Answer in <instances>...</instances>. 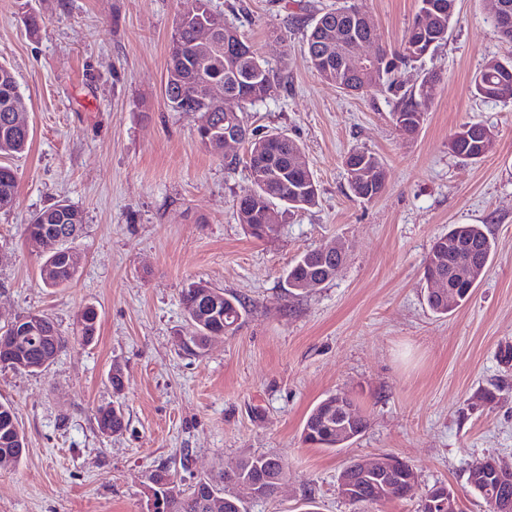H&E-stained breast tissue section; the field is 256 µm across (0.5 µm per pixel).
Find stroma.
I'll return each instance as SVG.
<instances>
[{
    "instance_id": "35a3bbf8",
    "label": "stroma",
    "mask_w": 512,
    "mask_h": 512,
    "mask_svg": "<svg viewBox=\"0 0 512 512\" xmlns=\"http://www.w3.org/2000/svg\"><path fill=\"white\" fill-rule=\"evenodd\" d=\"M337 2L211 0L282 77L248 108V126L295 140L318 187L315 205L258 240L236 210L250 185L245 147L213 153L199 113L174 111L163 95L171 36L191 0H0V55L31 127L28 150L7 159L19 188L0 210V332L39 312L66 340L47 371L0 368V402L14 407L26 442L19 465L0 469V512H143L157 475L187 487L263 454L284 458L288 476L274 497L248 500L249 512H360L338 493L341 469L387 453L418 482L362 512H419L439 484L462 512H483L470 465L512 463V103L474 95L471 78L488 58L512 57V45L493 30L492 0H457L447 42L399 66L392 90L347 95L303 47L304 20ZM418 5L364 0L391 51ZM429 72L440 76L435 97L405 136L393 113ZM471 121L495 133L478 161L448 147ZM354 149L385 167L375 200L349 192L343 161ZM62 199L84 216L70 243L78 271L49 289L25 227ZM462 223L483 226L493 259L470 301L440 317L426 303L423 264ZM334 240L345 245L340 274L289 292L294 259ZM198 280L239 296L247 312L234 333L190 354L177 344L192 332L180 297ZM87 306L97 333L86 345L77 317ZM332 393L367 420L337 451L302 441L310 410ZM108 405L124 410L119 433L98 427Z\"/></svg>"
}]
</instances>
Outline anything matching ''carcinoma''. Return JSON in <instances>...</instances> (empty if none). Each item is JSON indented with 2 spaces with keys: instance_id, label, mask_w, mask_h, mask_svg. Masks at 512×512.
Here are the masks:
<instances>
[{
  "instance_id": "carcinoma-1",
  "label": "carcinoma",
  "mask_w": 512,
  "mask_h": 512,
  "mask_svg": "<svg viewBox=\"0 0 512 512\" xmlns=\"http://www.w3.org/2000/svg\"><path fill=\"white\" fill-rule=\"evenodd\" d=\"M210 0H202L203 17L218 26L214 42L202 45L196 41L195 27L197 19L186 20L178 24L172 37L169 62L167 66V86L165 97L169 105L182 112V104L203 98L200 71H205L210 80L224 83L226 98L220 100L207 99L204 112L210 114L213 132L208 139V146L213 152L221 151L224 138V121L243 118L248 105L262 101L271 95L276 85L275 74L253 48L251 55L243 53L229 58L226 55V40L238 36L236 28L226 24L209 7ZM456 0H420V9L430 4L435 8L434 24L426 33H416L409 28L404 33L399 50L389 52L385 49L370 65L361 69L327 68L323 65L322 56H345L355 39H371L374 28L366 23H352L353 15H367L359 0H343L342 4L307 22L305 51L310 62L324 81L335 85L348 93H361L368 90L381 91L390 84L391 75L396 62L418 61L433 52L448 38V31L455 18ZM439 77L435 73L426 74L421 83L404 92L394 112V120L398 129L408 135L416 133L424 123L428 106L434 98ZM474 93L482 98L495 101H512V59L502 61L491 58L485 61L472 81ZM24 106V99L19 91L16 78L5 63L0 62V156H13L23 153L28 147L30 133L11 124L6 115ZM492 133L490 127L481 122L465 124L451 140V149L458 155L469 160H479L484 156L482 143L486 135ZM249 162L256 165H279L288 168V181H272L262 186L256 182L243 191L238 202V218L246 225L280 224L283 214L300 210L316 203L317 185L308 170L293 166L299 145L286 135L277 134L273 137L258 136L249 133L246 141ZM348 175V186L351 194L360 200L370 201L378 197L386 185V170L380 159L371 152L353 150L345 157ZM371 173V180L362 181L358 172ZM18 193V177L9 165H0V209L13 204ZM283 209H278L276 204ZM44 224H84L83 213L66 200H60L52 206L35 214L27 229L35 231ZM333 254L323 257L311 249L302 253L288 267L285 283L291 290L299 289L301 282L309 277L318 280L322 285L331 280L329 270L344 266L346 253L336 244L331 246ZM494 244L478 224H455L448 234L438 238L432 245L424 264L425 277H444L452 287L459 289L460 303L471 297L477 282H459L456 279L458 267L464 265L482 276L488 266ZM77 268L68 263L54 262L51 266H43L40 277L46 288H59L74 279ZM211 290L203 282H193L181 294L184 310L198 304L201 293ZM224 305V318L237 321L242 318L245 303L233 294L219 291ZM48 334L35 345L26 350L24 360L31 372H43L52 365L65 344V339L48 321ZM222 332L224 327L210 321L199 328L196 334L180 344L187 352L203 350L210 340L209 332ZM331 400L326 397L318 402L309 412L304 428L309 433L303 435L304 441L321 448L336 449L335 429L329 427L328 418L323 407ZM99 428L105 427L119 432L124 427L123 412L114 413L112 407H100L96 413ZM18 424L15 410L0 404V468L14 467L23 458L20 444L12 439L13 427ZM276 468L278 474L287 476L288 468L283 458L273 455L245 456L240 458L231 470H222L218 476L209 479L213 485H228L234 477H261L264 472ZM340 477L350 481L357 488V496L350 501L354 506L364 507L371 504L370 493L362 486L348 464L343 467ZM468 478L473 480L470 487L479 494L485 504L497 499L512 506V475L499 477L492 468L485 464V459L472 463L468 470ZM161 493L165 496L166 512H207L204 507V492L195 493L191 488H183L181 484L169 477Z\"/></svg>"
}]
</instances>
